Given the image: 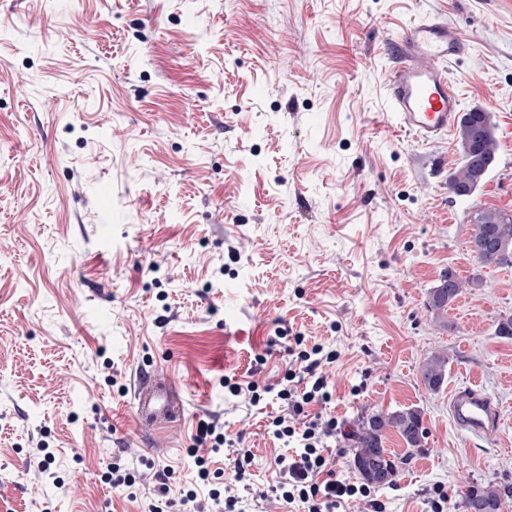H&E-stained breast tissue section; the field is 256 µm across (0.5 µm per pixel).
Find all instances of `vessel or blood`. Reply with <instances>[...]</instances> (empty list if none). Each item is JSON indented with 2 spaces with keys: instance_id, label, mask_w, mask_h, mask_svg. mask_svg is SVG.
Masks as SVG:
<instances>
[{
  "instance_id": "vessel-or-blood-1",
  "label": "vessel or blood",
  "mask_w": 512,
  "mask_h": 512,
  "mask_svg": "<svg viewBox=\"0 0 512 512\" xmlns=\"http://www.w3.org/2000/svg\"><path fill=\"white\" fill-rule=\"evenodd\" d=\"M394 47L397 62L385 99L400 128L425 142L452 135L463 107L450 67L469 51L470 41L447 21L425 17L400 29ZM129 411L141 429L151 430L183 417L184 405L170 375L146 372ZM450 412L457 427L473 436L501 417L490 396L469 386L451 393Z\"/></svg>"
}]
</instances>
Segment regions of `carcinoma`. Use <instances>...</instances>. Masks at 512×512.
Here are the masks:
<instances>
[{
    "mask_svg": "<svg viewBox=\"0 0 512 512\" xmlns=\"http://www.w3.org/2000/svg\"><path fill=\"white\" fill-rule=\"evenodd\" d=\"M457 140L461 161L448 176V192L469 197L484 181L496 159L497 139L491 113L482 110L464 113L457 129ZM474 223L470 252L476 260L483 265L512 266V215L483 210L476 214ZM462 288L464 284L455 275L443 274L439 284L429 291L425 308L435 318L442 317ZM419 371L427 390L440 391L448 377V355H430ZM390 429L399 435L408 452L425 447L428 430L423 426V413L414 407L374 414L362 421L353 464L358 478L367 484L371 483L368 469L372 460L387 454L383 440ZM511 493L509 486L501 488L494 482H473L458 508L462 512H484L486 508L501 512L504 497Z\"/></svg>",
    "mask_w": 512,
    "mask_h": 512,
    "instance_id": "carcinoma-1",
    "label": "carcinoma"
}]
</instances>
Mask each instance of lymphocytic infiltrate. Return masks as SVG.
Segmentation results:
<instances>
[{"instance_id": "f902f5d3", "label": "lymphocytic infiltrate", "mask_w": 512, "mask_h": 512, "mask_svg": "<svg viewBox=\"0 0 512 512\" xmlns=\"http://www.w3.org/2000/svg\"><path fill=\"white\" fill-rule=\"evenodd\" d=\"M288 352L294 356L298 367L285 372L284 388L276 390L272 385L261 386L254 381L245 385L235 382L229 386L236 396L248 392L254 403L259 402L262 393L273 391L288 404L287 416H276L268 424L273 437L285 446L284 452L274 459L280 477L279 499L289 504L302 503L307 512H338L343 504L353 500L364 502L372 512H382L381 505L371 497L370 487L337 474L326 454L327 441L335 437L338 429L336 419L308 413L310 405L323 404L332 398L328 382L320 370L324 364L335 360V351L297 336ZM297 379L304 381V388L294 387L293 382ZM228 451L237 455V487L228 486L221 492L212 489L204 496L198 490L190 489L176 500L169 496L167 473L158 471L154 474L155 495L143 512H249L250 484L245 471L251 462L249 452L238 448L236 439L226 435L220 416L209 414L199 419L189 453L201 482H208L212 465Z\"/></svg>"}]
</instances>
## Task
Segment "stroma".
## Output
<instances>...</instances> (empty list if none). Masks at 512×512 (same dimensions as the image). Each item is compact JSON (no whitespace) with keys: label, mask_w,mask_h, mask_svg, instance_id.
Wrapping results in <instances>:
<instances>
[{"label":"stroma","mask_w":512,"mask_h":512,"mask_svg":"<svg viewBox=\"0 0 512 512\" xmlns=\"http://www.w3.org/2000/svg\"><path fill=\"white\" fill-rule=\"evenodd\" d=\"M426 15L473 33L451 75L496 127L465 198L448 192L457 140L421 143L385 110L391 38ZM482 210L512 215V0H0V512H143L154 480L131 499L103 472L192 483L209 412L252 454V512H304L271 494L267 424L286 405L223 385L279 382V329L336 352L333 399L309 412L339 423L337 473H354L363 419L423 410V451L384 438L400 461L372 490L384 512L512 476V267L470 252ZM447 271L465 287L436 320L424 303ZM435 351L433 393L419 366ZM155 368L187 411L144 436L122 408ZM472 383L501 410L481 437L448 409ZM420 378L428 391L438 392L448 377V355L434 353L427 357L420 368Z\"/></svg>","instance_id":"1"}]
</instances>
